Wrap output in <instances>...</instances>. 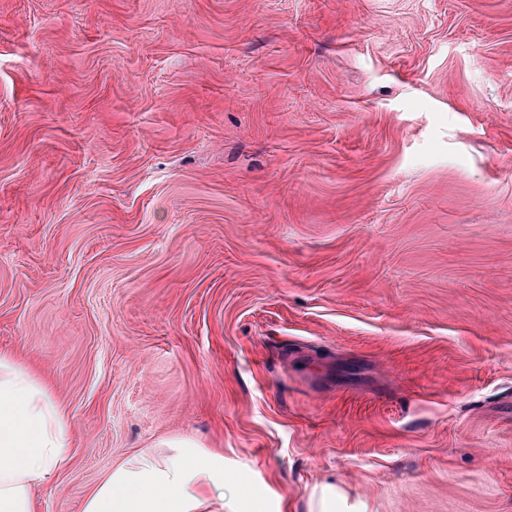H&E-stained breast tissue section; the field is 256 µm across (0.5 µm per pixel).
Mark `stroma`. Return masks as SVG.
<instances>
[{"instance_id": "35a3bbf8", "label": "stroma", "mask_w": 512, "mask_h": 512, "mask_svg": "<svg viewBox=\"0 0 512 512\" xmlns=\"http://www.w3.org/2000/svg\"><path fill=\"white\" fill-rule=\"evenodd\" d=\"M0 351L81 512H512V0H0ZM224 456L190 442L169 454L144 450L111 467L81 512H223Z\"/></svg>"}]
</instances>
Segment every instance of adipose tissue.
<instances>
[{
    "label": "adipose tissue",
    "mask_w": 512,
    "mask_h": 512,
    "mask_svg": "<svg viewBox=\"0 0 512 512\" xmlns=\"http://www.w3.org/2000/svg\"><path fill=\"white\" fill-rule=\"evenodd\" d=\"M70 462V417L51 386L0 352V512H40L36 488ZM82 512H224V458L188 442L142 451L104 473Z\"/></svg>",
    "instance_id": "1"
}]
</instances>
